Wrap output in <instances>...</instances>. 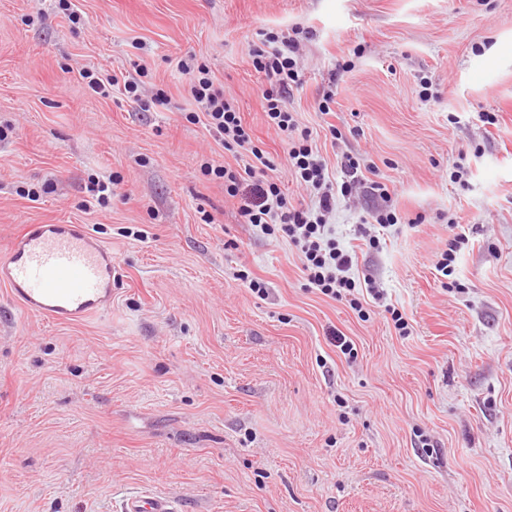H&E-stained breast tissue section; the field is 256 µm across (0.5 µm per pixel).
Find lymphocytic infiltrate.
Listing matches in <instances>:
<instances>
[{
	"label": "lymphocytic infiltrate",
	"instance_id": "1",
	"mask_svg": "<svg viewBox=\"0 0 512 512\" xmlns=\"http://www.w3.org/2000/svg\"><path fill=\"white\" fill-rule=\"evenodd\" d=\"M299 46L297 39L267 35L260 42L249 44L248 54L255 70L263 73L269 83L262 93L267 123L283 134L288 172L305 186L308 200H290L281 180L272 175L277 168L275 161L257 147L234 99L215 86L207 66L202 64L183 67L189 76L187 93L197 106L189 118H205L215 140L225 150L244 158L239 169L219 165L208 167L207 172L223 181L228 195L241 196L240 214L245 223L287 240L299 253L308 287L347 302L359 312L363 309L362 285L351 275L355 256L332 236L327 220L336 210L337 199L351 195L360 184L363 160L357 155L342 154L337 160L341 178L332 180L310 131L300 128L290 112L287 98L301 83Z\"/></svg>",
	"mask_w": 512,
	"mask_h": 512
}]
</instances>
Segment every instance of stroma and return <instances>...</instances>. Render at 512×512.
<instances>
[{
    "label": "stroma",
    "mask_w": 512,
    "mask_h": 512,
    "mask_svg": "<svg viewBox=\"0 0 512 512\" xmlns=\"http://www.w3.org/2000/svg\"><path fill=\"white\" fill-rule=\"evenodd\" d=\"M72 2L73 20L0 0V255L25 225L83 224L120 278L74 323L0 287V512H113L143 490L184 512H512V0ZM266 31L299 37L288 107L328 166L362 155L389 188L331 219L355 277L384 290L365 316L306 287L296 248L204 173L238 161L187 120L182 60L287 165L247 50ZM140 66L169 107L80 77ZM387 205L405 221L370 247L360 219ZM456 230L451 288L434 264Z\"/></svg>",
    "instance_id": "1"
}]
</instances>
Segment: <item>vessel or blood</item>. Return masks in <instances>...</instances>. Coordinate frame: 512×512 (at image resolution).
<instances>
[{
    "instance_id": "b4317fda",
    "label": "vessel or blood",
    "mask_w": 512,
    "mask_h": 512,
    "mask_svg": "<svg viewBox=\"0 0 512 512\" xmlns=\"http://www.w3.org/2000/svg\"><path fill=\"white\" fill-rule=\"evenodd\" d=\"M117 277L112 253L78 224H30L0 256V286L27 313L80 322L112 306ZM118 512H174L166 498L143 491L123 497Z\"/></svg>"
}]
</instances>
